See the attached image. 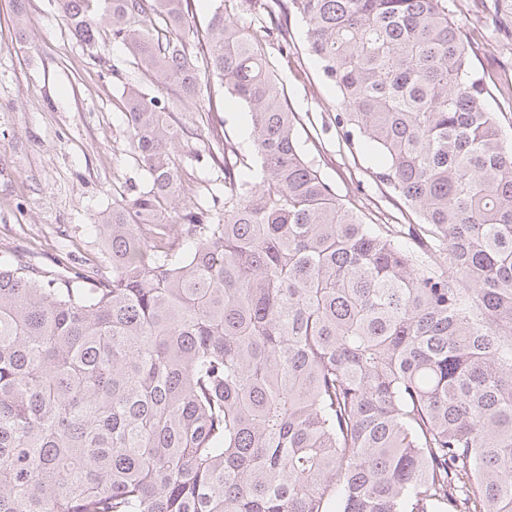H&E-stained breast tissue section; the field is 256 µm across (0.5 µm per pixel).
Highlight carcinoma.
<instances>
[{"label":"carcinoma","mask_w":512,"mask_h":512,"mask_svg":"<svg viewBox=\"0 0 512 512\" xmlns=\"http://www.w3.org/2000/svg\"><path fill=\"white\" fill-rule=\"evenodd\" d=\"M454 0H60L169 90L127 83L147 186L95 215L111 271L0 255V512H512V141ZM418 218L368 224L298 146L264 46L288 16ZM483 25L504 38L512 0ZM218 135L224 210L181 192L173 112ZM415 245L409 249L402 234ZM215 102L223 120L222 130L218 127L219 132L221 131L222 134L225 132L236 143L241 153L252 162L253 146L249 136L247 108L242 103L227 99L223 95L213 100V106Z\"/></svg>","instance_id":"cac0c4a2"}]
</instances>
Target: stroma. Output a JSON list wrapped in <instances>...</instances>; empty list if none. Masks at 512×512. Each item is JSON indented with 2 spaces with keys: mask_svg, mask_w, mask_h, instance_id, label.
Here are the masks:
<instances>
[{
  "mask_svg": "<svg viewBox=\"0 0 512 512\" xmlns=\"http://www.w3.org/2000/svg\"><path fill=\"white\" fill-rule=\"evenodd\" d=\"M454 9L467 32L481 34L475 68L495 88L502 62L512 61V40L483 33L481 0H454ZM19 24L25 31L21 40L15 37ZM98 42L97 55H90L69 32L58 0H27L20 19L11 0H0V253L69 276L91 263L108 270L103 243L90 229L92 218L146 185L144 172L124 152V82H143L155 95L164 93L131 66L114 78L112 63L126 52L108 32ZM265 53L301 118L300 146L314 157L321 176L374 223H411L403 203L375 177L381 157L347 142L337 127V92L306 52L303 22L289 19L287 54L274 45ZM215 102L223 132L242 154L252 155L246 107L222 96ZM211 120L205 112L191 114V134L175 162L186 196L220 210L224 184L199 139Z\"/></svg>",
  "mask_w": 512,
  "mask_h": 512,
  "instance_id": "1",
  "label": "stroma"
}]
</instances>
